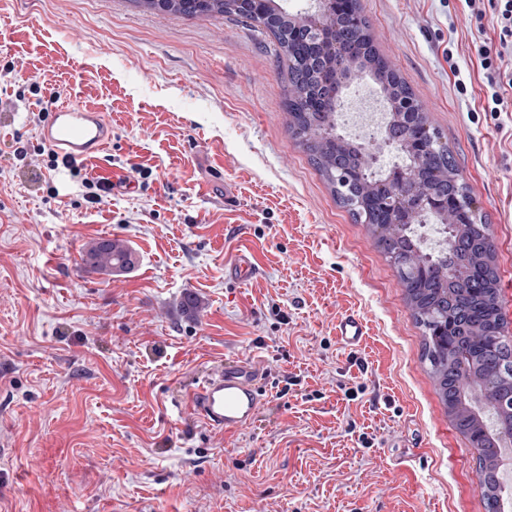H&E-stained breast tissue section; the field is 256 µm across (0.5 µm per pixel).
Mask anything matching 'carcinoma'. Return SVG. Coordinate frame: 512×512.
<instances>
[{
  "label": "carcinoma",
  "instance_id": "carcinoma-1",
  "mask_svg": "<svg viewBox=\"0 0 512 512\" xmlns=\"http://www.w3.org/2000/svg\"><path fill=\"white\" fill-rule=\"evenodd\" d=\"M161 14L217 19L247 18L262 25L275 39L279 54L288 62V130L308 153L310 161L355 221L369 227L375 243L391 262L412 315L423 331L424 359L442 403L456 428L476 448L485 512H504L506 505L492 474L490 459L500 443L512 442V341L499 303V279L494 266L495 247L490 225L472 214L475 200L450 151L438 144L439 134L426 112H389L384 125L391 138H407L422 150L406 149L391 166L371 163L363 143L339 131V110L327 106L330 89L325 66L337 60L328 50L299 76L297 59L302 39H312L310 16L283 11L275 0L259 4L239 0H139ZM351 13H322L317 21L336 30L340 46L357 76L369 77L391 105L416 101L405 79L379 53L369 23L357 4ZM439 195L459 201L461 213L437 223L431 199ZM439 230L436 247L427 245L418 229ZM134 250L123 240L99 238L84 256L86 268L103 275L132 269ZM477 382L491 405L496 426L491 435L474 426L458 408L469 380Z\"/></svg>",
  "mask_w": 512,
  "mask_h": 512
}]
</instances>
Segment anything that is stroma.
Returning <instances> with one entry per match:
<instances>
[{
	"label": "stroma",
	"mask_w": 512,
	"mask_h": 512,
	"mask_svg": "<svg viewBox=\"0 0 512 512\" xmlns=\"http://www.w3.org/2000/svg\"><path fill=\"white\" fill-rule=\"evenodd\" d=\"M358 6L491 226L512 326V112H485L473 47L494 33L464 0ZM7 67L0 512H485L478 451L437 393L394 268L288 132L271 37L138 0H0ZM54 94L107 114L100 162L151 169L136 192L90 205L81 177L38 171L32 115ZM364 104L384 123L363 78L343 93L344 135L362 136L348 115ZM239 225L262 264L244 284L224 278ZM101 236L127 241L136 266L86 271ZM348 312L368 325L354 352L336 339ZM238 354L267 362L268 400L225 435L181 400Z\"/></svg>",
	"instance_id": "stroma-1"
}]
</instances>
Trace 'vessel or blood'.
I'll use <instances>...</instances> for the list:
<instances>
[{
    "instance_id": "vessel-or-blood-1",
    "label": "vessel or blood",
    "mask_w": 512,
    "mask_h": 512,
    "mask_svg": "<svg viewBox=\"0 0 512 512\" xmlns=\"http://www.w3.org/2000/svg\"><path fill=\"white\" fill-rule=\"evenodd\" d=\"M112 126L102 112L78 104L53 107L43 125L42 141L56 152L62 167L96 160L111 137ZM260 273L257 251L241 243L224 265L225 278L240 283ZM336 336L346 348H356L366 336V323L356 314L342 317ZM265 360L249 354L213 366L193 388L187 409L209 428L231 433L251 426L260 413L269 386Z\"/></svg>"
}]
</instances>
